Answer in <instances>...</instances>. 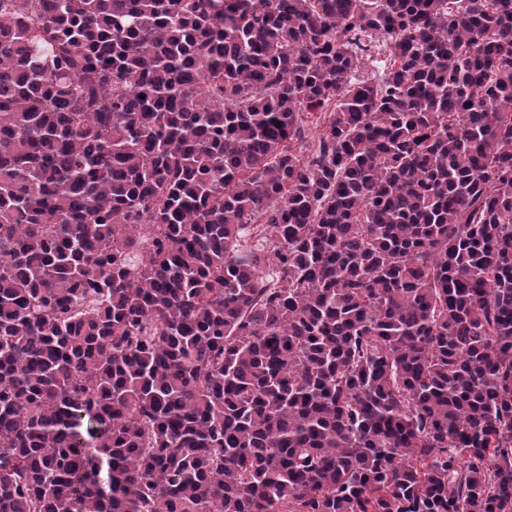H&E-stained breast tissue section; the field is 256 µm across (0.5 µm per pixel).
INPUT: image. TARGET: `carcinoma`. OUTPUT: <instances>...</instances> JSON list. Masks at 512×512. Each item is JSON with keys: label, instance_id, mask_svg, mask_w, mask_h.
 Listing matches in <instances>:
<instances>
[{"label": "carcinoma", "instance_id": "cac0c4a2", "mask_svg": "<svg viewBox=\"0 0 512 512\" xmlns=\"http://www.w3.org/2000/svg\"><path fill=\"white\" fill-rule=\"evenodd\" d=\"M0 512H512V0H0Z\"/></svg>", "mask_w": 512, "mask_h": 512}]
</instances>
